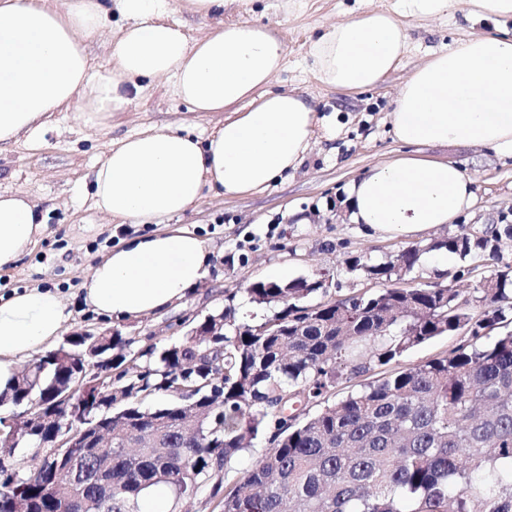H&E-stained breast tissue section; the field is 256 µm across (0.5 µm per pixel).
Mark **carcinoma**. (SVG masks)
<instances>
[{"mask_svg": "<svg viewBox=\"0 0 512 512\" xmlns=\"http://www.w3.org/2000/svg\"><path fill=\"white\" fill-rule=\"evenodd\" d=\"M512 224L484 235L460 232L430 246H406L387 261L350 257L346 267L386 282L374 293L327 298L315 278L257 281L245 288L271 314L259 324L237 317L234 298L224 307V335L205 346L190 337L162 349L152 377L121 387L112 400L168 391L182 381L203 417L204 436L181 432L183 406L127 407L112 424L110 512H143L149 492L164 486L170 512L207 491L220 512H512V332L491 342L488 332L512 316V260L503 240ZM464 259L487 257L497 269L468 292L408 280L427 252ZM489 311L474 317L470 307ZM468 328L448 355L393 370L334 400L342 380L359 378L437 336ZM70 368L41 356L16 379L11 404L56 409L57 390ZM82 413L93 423L110 415L109 401L89 393ZM319 407L309 414L311 406ZM275 418L270 447L241 479L226 484L249 439ZM33 464H10L17 483H0V512L16 496L30 512H77L76 498L101 492L93 453L70 465L56 461L44 432L22 441Z\"/></svg>", "mask_w": 512, "mask_h": 512, "instance_id": "obj_1", "label": "carcinoma"}]
</instances>
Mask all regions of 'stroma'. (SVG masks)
Masks as SVG:
<instances>
[{"instance_id": "35a3bbf8", "label": "stroma", "mask_w": 512, "mask_h": 512, "mask_svg": "<svg viewBox=\"0 0 512 512\" xmlns=\"http://www.w3.org/2000/svg\"><path fill=\"white\" fill-rule=\"evenodd\" d=\"M358 4L388 12L401 7L400 0H294L289 8L284 0H228L223 14L205 18L190 12L184 0H172L168 21L181 24L192 38L236 21L271 29L285 53L271 90L305 94L318 118L332 120V131L317 130L300 167L263 192L241 198L209 192L181 216L133 225L109 221L91 198V175L109 143L148 128L185 127L205 136L223 123V113L191 111L166 79H147L139 90H128L127 104L101 128L79 124L69 109L55 113L38 145L23 139L0 146V191L30 197L47 213L45 234L14 268L0 272V289L58 291L72 313L62 336L119 330L131 341L122 352V366L128 369L148 363L149 347H167L205 316L221 313L226 296H234L238 314L264 315L244 288L253 281L274 280L283 271L292 279L330 272L340 297L372 292L378 282L349 272L345 259L365 255L382 262L417 245L425 253L412 274L414 281L447 282L462 261L430 250V243L458 233L463 224L475 231L502 218L512 224V159L474 146H420L424 156L461 166L474 182L475 199L456 223L411 236L381 237L353 223L344 203L345 187L369 167L406 152L391 133L390 114L412 69L443 47H461L486 26L467 22L461 2L440 17L408 19L410 49L402 66L375 88L341 93L316 79L309 48ZM169 228L197 235L212 256L210 275L184 300L151 315L110 321L83 309L79 288L95 261L121 240Z\"/></svg>"}]
</instances>
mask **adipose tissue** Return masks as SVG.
Masks as SVG:
<instances>
[{
	"label": "adipose tissue",
	"mask_w": 512,
	"mask_h": 512,
	"mask_svg": "<svg viewBox=\"0 0 512 512\" xmlns=\"http://www.w3.org/2000/svg\"><path fill=\"white\" fill-rule=\"evenodd\" d=\"M466 19L487 32L434 53L404 81L390 114L409 153L352 180L345 203L353 222L382 235L414 234L451 223L474 201L473 182L454 163L415 153L419 144L467 145L512 157V0H467ZM454 0H402L400 15L351 10L309 55L318 81L350 93L375 87L402 63L406 18L443 15ZM170 0H0V145L38 141L54 112L79 104L78 121L105 126L127 101V87L171 79L195 112H221L201 137L188 129H148L112 142L92 174L102 212L141 224L174 217L219 190L243 197L296 169L315 135V107L269 85L284 50L265 26L243 21L190 39L168 22ZM122 19L112 70L94 71L85 40ZM46 217L28 197L0 194V270L14 266L43 235ZM210 253L202 239L163 230L114 248L85 279L83 303L99 318L138 317L183 299L204 280ZM69 314L59 292L27 288L0 294V394L10 393L20 360L46 351Z\"/></svg>",
	"instance_id": "1"
}]
</instances>
